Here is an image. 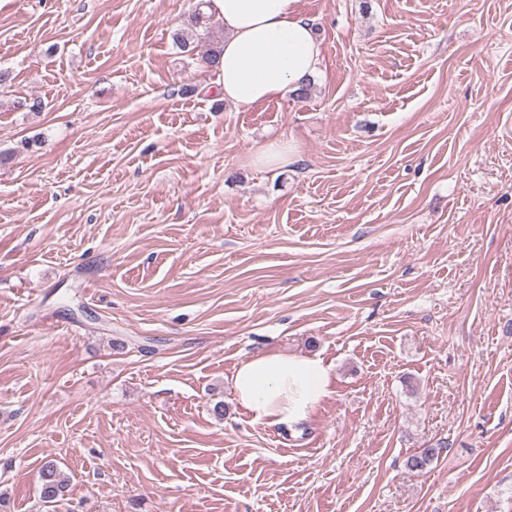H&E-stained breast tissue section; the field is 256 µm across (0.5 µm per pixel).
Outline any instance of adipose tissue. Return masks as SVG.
I'll use <instances>...</instances> for the list:
<instances>
[{"label": "adipose tissue", "instance_id": "obj_1", "mask_svg": "<svg viewBox=\"0 0 512 512\" xmlns=\"http://www.w3.org/2000/svg\"><path fill=\"white\" fill-rule=\"evenodd\" d=\"M300 0H210L224 23L217 67L224 99L253 108L293 96L319 74L323 47ZM236 400L253 422L294 427L329 396L330 367L319 355L265 352L231 377Z\"/></svg>", "mask_w": 512, "mask_h": 512}]
</instances>
